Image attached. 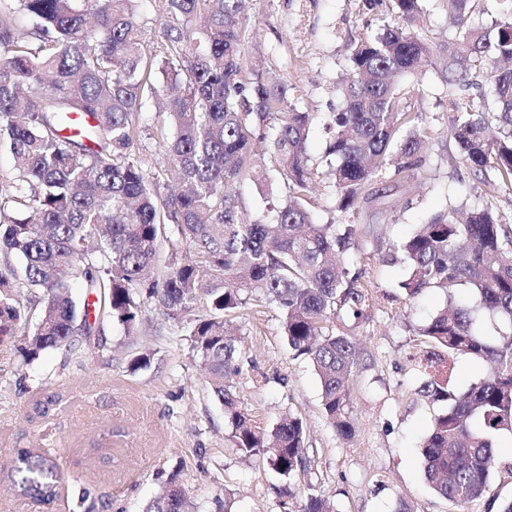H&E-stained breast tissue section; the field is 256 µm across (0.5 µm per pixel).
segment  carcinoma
I'll use <instances>...</instances> for the list:
<instances>
[{"mask_svg":"<svg viewBox=\"0 0 512 512\" xmlns=\"http://www.w3.org/2000/svg\"><path fill=\"white\" fill-rule=\"evenodd\" d=\"M139 2L0 0V142L14 162L12 182L0 189V251L22 261L21 273L0 272V342L22 330L25 357L36 359L94 335L102 314L131 332L149 301L171 319L200 311L188 336L224 406L234 446L247 459L266 460L290 497L291 478L307 468L304 424L288 416L269 429L239 408L231 378L241 359L227 323L250 300L274 306L289 348L307 356L319 377L326 419L350 437L359 352L344 325L368 317L375 302L363 271L352 270L365 256L359 225L313 219V116L288 105L287 85L247 65L254 0H158L156 47L146 42ZM422 2L395 0L402 23L351 46L352 75L337 85L344 107L326 126L336 165L325 191L341 213H358L373 182L397 187L421 164L432 128L411 111L396 78L413 77L425 64L439 66L452 89L488 76L476 100L449 94L446 136L465 170L512 191V0H498L504 18L490 30L473 23L488 0H447L455 34L437 45L415 28ZM18 15L31 26L18 25ZM157 73L163 82L154 80ZM148 98L163 104L172 130L161 132L167 163L160 173L136 150ZM75 113L90 115L92 124L77 136L63 134ZM257 141L267 142L280 192L247 222L238 186L269 180ZM169 182L185 189L162 193ZM169 225L171 253L186 246L195 259L170 257L157 275ZM509 253L512 225L487 203L462 220L453 207L431 216L390 256L408 268L399 283L406 298L428 288L448 294L419 331L434 348L420 359L419 393L446 403L422 459L435 493L462 505L490 491L499 461L493 437L512 433ZM66 269L94 296L81 310L62 276ZM19 276L45 299L31 330L12 293ZM460 286L476 304L455 299ZM486 320L495 335L485 334ZM457 355L489 364L459 395L448 392L446 372ZM10 477L18 496H55L56 464L39 451L21 450ZM145 512H192L177 475Z\"/></svg>","mask_w":512,"mask_h":512,"instance_id":"obj_1","label":"carcinoma"}]
</instances>
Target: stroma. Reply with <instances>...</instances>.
<instances>
[{
  "label": "stroma",
  "instance_id": "stroma-1",
  "mask_svg": "<svg viewBox=\"0 0 512 512\" xmlns=\"http://www.w3.org/2000/svg\"><path fill=\"white\" fill-rule=\"evenodd\" d=\"M255 8L246 54L288 85L290 104L313 113L308 152L313 187L321 189L330 162L325 124L343 106L336 84L351 71L352 44L398 22L394 0H257ZM400 89L436 135L420 173L384 198L377 192L385 181L370 185L355 217L378 302L368 320L349 328L360 353L349 404L353 437L343 439L326 419L319 378L289 349L278 310L253 301L239 308L232 318L242 357L233 378L239 407L267 426L297 416L307 430L310 466L292 479L294 497L282 496L280 477L236 450L182 319L149 304L133 332L104 316L96 336L76 337L29 362L23 334L0 344V512H144L175 472L194 512H302L311 493L336 512H395L401 502L411 512H497L512 499L506 433L496 438L501 465L487 496L462 508L428 486L420 444L445 405L420 394L424 377L413 357L424 346L420 326L447 296L432 288L405 300L399 283L407 268L386 260L417 224L448 207L490 202L512 218V194L459 170L444 134L449 89L437 67L402 79ZM143 354L149 365L132 369ZM22 448L56 460L62 481L54 501L11 493L7 472Z\"/></svg>",
  "mask_w": 512,
  "mask_h": 512
}]
</instances>
